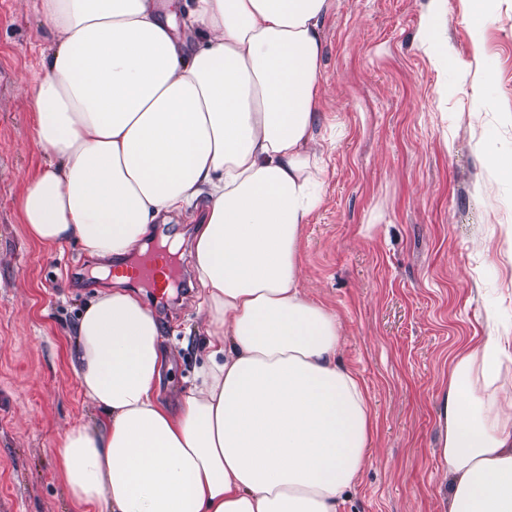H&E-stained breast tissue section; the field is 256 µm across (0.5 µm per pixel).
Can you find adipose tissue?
<instances>
[{
    "instance_id": "ef3b65f1",
    "label": "adipose tissue",
    "mask_w": 512,
    "mask_h": 512,
    "mask_svg": "<svg viewBox=\"0 0 512 512\" xmlns=\"http://www.w3.org/2000/svg\"><path fill=\"white\" fill-rule=\"evenodd\" d=\"M336 0H35L49 54L27 107L47 154L21 199L35 240L109 271L154 227L194 233L206 349L179 409L155 315L124 276L78 318L72 366L103 410L67 431L76 512H342L370 459L368 387L333 312L301 288L321 206L323 26ZM448 367L439 450L448 512H512V329ZM202 203H198L197 208L189 210L186 214L175 217L172 222L169 224H158L155 225V230L157 234H163L165 236H169L170 238H177L184 240V248L186 247V243L191 238L196 220L192 219V215L196 216L200 213V208H202Z\"/></svg>"
}]
</instances>
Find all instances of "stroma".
I'll list each match as a JSON object with an SVG mask.
<instances>
[{
	"label": "stroma",
	"mask_w": 512,
	"mask_h": 512,
	"mask_svg": "<svg viewBox=\"0 0 512 512\" xmlns=\"http://www.w3.org/2000/svg\"><path fill=\"white\" fill-rule=\"evenodd\" d=\"M427 19L448 43L439 67L418 39ZM47 46L31 0H0V512H73L58 451L68 429L103 416L72 368L95 262L21 221L45 159L23 97ZM320 84L336 146L302 230L301 285L336 313L339 360L367 383L376 422L345 512H448L438 415L450 355L482 335L483 300L512 322V213L481 177L491 147L512 148V0L435 12L430 0H337ZM179 267L183 288L151 307L171 363L161 398L176 408L206 339L189 257Z\"/></svg>",
	"instance_id": "stroma-1"
}]
</instances>
